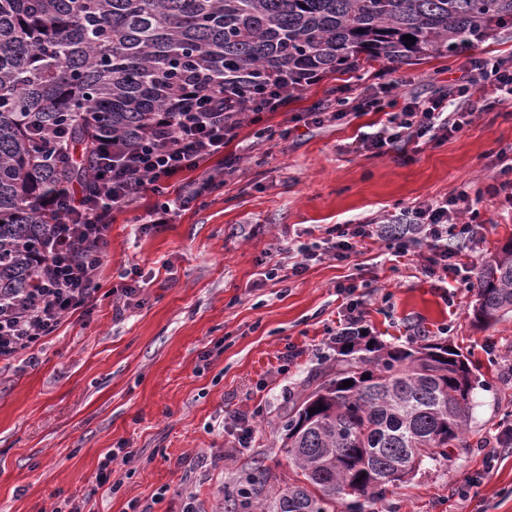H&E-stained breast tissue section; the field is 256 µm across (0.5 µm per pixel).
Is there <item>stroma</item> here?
<instances>
[{
	"label": "stroma",
	"instance_id": "35a3bbf8",
	"mask_svg": "<svg viewBox=\"0 0 512 512\" xmlns=\"http://www.w3.org/2000/svg\"><path fill=\"white\" fill-rule=\"evenodd\" d=\"M407 79L424 94L468 77L466 55L429 57L361 76L324 77L286 111L244 127L234 179L216 184L174 221L140 231L118 215L91 316L67 315L36 348L37 364L0 367V512H52L69 499L87 512H127L129 501L153 512H181L193 496L201 512H256L242 491L257 470L285 488L296 469L280 426L289 394L336 359L339 319L355 286L362 325L386 343L447 342L467 357L485 388L475 390L462 447L425 459L365 512H512V450L500 449L477 485L504 415H512V315L483 328L473 321L474 280L426 276L418 257L392 256L374 238L349 259L291 273L299 242L325 237L337 224H371L440 199L463 186L487 189L512 165V103L477 115L449 137L427 136L382 156L359 150L360 133L385 123L360 112L315 124L312 115L338 90ZM289 129L287 139L266 131ZM477 246H461L476 270L512 239V199L478 204ZM279 265L276 279L265 272ZM145 285L136 303L116 307L124 270ZM253 428L238 443L240 417ZM130 453L98 485V463L113 448ZM162 501H155L159 489Z\"/></svg>",
	"mask_w": 512,
	"mask_h": 512
}]
</instances>
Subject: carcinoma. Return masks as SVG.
<instances>
[{
	"mask_svg": "<svg viewBox=\"0 0 512 512\" xmlns=\"http://www.w3.org/2000/svg\"><path fill=\"white\" fill-rule=\"evenodd\" d=\"M508 29L512 0H0V301L36 287L46 204L90 176L97 141L144 129L187 75L244 97L286 72L292 97L299 72L448 58ZM476 288L474 322L512 313V239L483 260ZM338 352L288 397L282 444L297 479L269 497L264 474L252 477L270 512H363L463 442L479 384L468 358L360 331Z\"/></svg>",
	"mask_w": 512,
	"mask_h": 512,
	"instance_id": "obj_1",
	"label": "carcinoma"
}]
</instances>
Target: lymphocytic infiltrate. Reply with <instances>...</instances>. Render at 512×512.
Returning <instances> with one entry per match:
<instances>
[{
    "instance_id": "obj_1",
    "label": "lymphocytic infiltrate",
    "mask_w": 512,
    "mask_h": 512,
    "mask_svg": "<svg viewBox=\"0 0 512 512\" xmlns=\"http://www.w3.org/2000/svg\"><path fill=\"white\" fill-rule=\"evenodd\" d=\"M468 64V80L452 85L447 93L412 99L400 111L389 113L379 130L361 136L360 148L381 156L387 145L403 139L417 142L434 131L446 136L458 133L471 125L474 113L512 101V62L473 55ZM287 81V76H275L246 97L220 85L186 81L149 128L129 141L104 145L93 177L80 187H63L49 204L55 228L36 288L0 304V361L34 350L58 330L65 315H90L92 286L100 277L116 216L134 212L142 229L161 227L211 190L216 177L233 175L239 159L225 154V146L237 140L244 126L261 122L263 113L287 108ZM455 100L466 101V108L449 110ZM219 155L224 164L218 173L203 172V165ZM186 172L193 173V180L172 191L173 180ZM168 191L173 199L146 205L148 193ZM482 197V191L463 189L413 207L409 221L414 229L394 237L389 245L393 255L402 257L425 245L426 273L441 279L458 277L463 268L449 242H476L473 225L462 217L474 214V204ZM374 234L370 224L337 225L327 238L300 244V260L292 270L301 274L310 263L327 257L347 260L359 243Z\"/></svg>"
}]
</instances>
